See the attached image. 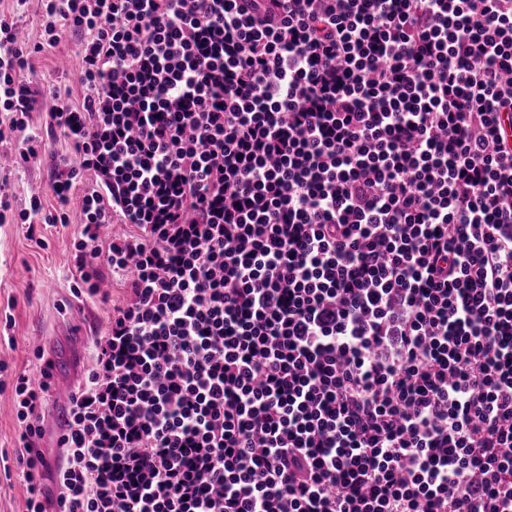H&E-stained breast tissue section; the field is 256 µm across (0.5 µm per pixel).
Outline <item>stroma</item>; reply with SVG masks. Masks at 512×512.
I'll return each instance as SVG.
<instances>
[{
  "label": "stroma",
  "mask_w": 512,
  "mask_h": 512,
  "mask_svg": "<svg viewBox=\"0 0 512 512\" xmlns=\"http://www.w3.org/2000/svg\"><path fill=\"white\" fill-rule=\"evenodd\" d=\"M80 59L72 38L32 58L26 77L34 85L65 80L76 86ZM7 193L16 203L30 194L52 203V172L47 164H29L6 173ZM22 224H0V311H9L12 324L0 326V362L10 370H36L41 359L58 361L61 367L90 359L93 340L106 326L109 304L85 299L84 317L68 306L76 274L72 228H44L43 244L25 236ZM18 439L14 399L10 388L0 387V512H21L26 487L18 477Z\"/></svg>",
  "instance_id": "stroma-1"
}]
</instances>
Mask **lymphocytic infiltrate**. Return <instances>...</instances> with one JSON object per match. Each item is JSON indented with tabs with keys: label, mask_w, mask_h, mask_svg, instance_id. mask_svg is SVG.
<instances>
[{
	"label": "lymphocytic infiltrate",
	"mask_w": 512,
	"mask_h": 512,
	"mask_svg": "<svg viewBox=\"0 0 512 512\" xmlns=\"http://www.w3.org/2000/svg\"><path fill=\"white\" fill-rule=\"evenodd\" d=\"M0 10V142L33 56L75 295L124 296L43 435L14 385L24 512H512V0H39ZM107 224L124 233L102 238ZM39 9V4L37 0H30L24 12L18 13L16 18L19 22L20 27L26 34V39L30 42H35L39 40L38 36V25H37V13ZM76 51L75 41L71 37L68 36L62 39L56 48H48L33 56L32 69L26 71V78L34 86L59 84L56 80H61V84L66 83L72 88L73 98L80 96L81 89L76 81V75L80 68V59ZM61 59H66L69 63V71L65 78H60V75H58Z\"/></svg>",
	"instance_id": "lymphocytic-infiltrate-1"
}]
</instances>
